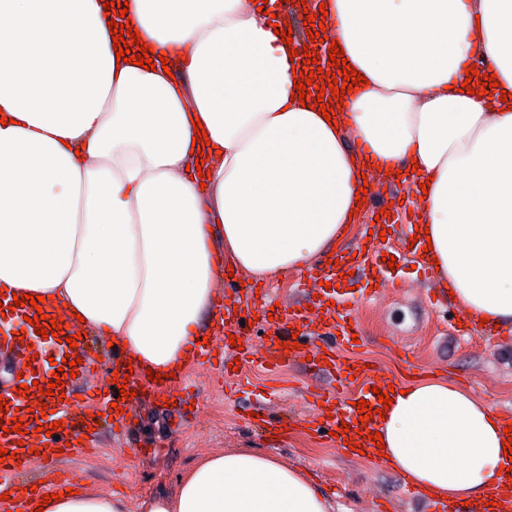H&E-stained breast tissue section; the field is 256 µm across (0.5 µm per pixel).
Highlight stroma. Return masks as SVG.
I'll return each instance as SVG.
<instances>
[{
	"instance_id": "stroma-1",
	"label": "stroma",
	"mask_w": 512,
	"mask_h": 512,
	"mask_svg": "<svg viewBox=\"0 0 512 512\" xmlns=\"http://www.w3.org/2000/svg\"><path fill=\"white\" fill-rule=\"evenodd\" d=\"M346 283L363 300L358 316L372 338L368 347L358 349V356L393 374L401 370V356H408L430 373L448 374L497 414L512 412V326L501 328L491 340L438 335L430 300L442 285L435 275L404 261L385 276L369 269L348 276ZM188 370L195 383L191 402L164 406L152 398L141 401L138 422L126 441L105 436L103 452L65 461V469L77 473L80 484L124 495L135 505L170 491L204 455L249 449L272 454L311 475L328 498L349 512H428L425 499L404 494L398 473L343 454L331 438L302 427L275 442L244 419V411L257 401L255 394L236 392L232 379L219 377L211 367L192 364ZM322 382V377L302 371L290 373L285 392L270 406L273 415L307 418L312 402L301 387ZM115 454L123 457V464L112 462Z\"/></svg>"
}]
</instances>
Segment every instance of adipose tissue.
Wrapping results in <instances>:
<instances>
[{
  "label": "adipose tissue",
  "instance_id": "ef3b65f1",
  "mask_svg": "<svg viewBox=\"0 0 512 512\" xmlns=\"http://www.w3.org/2000/svg\"><path fill=\"white\" fill-rule=\"evenodd\" d=\"M367 78L333 121L294 99L288 48L253 0H128L131 27L185 73L116 58L104 0H0V288L54 296L153 372L183 370L224 265L255 279L329 254L362 167L418 197L438 280L473 320L512 324V0H323ZM496 75L461 91L466 67ZM207 178L190 169L195 123ZM202 170V171H203ZM376 431L423 494L486 501L507 479L490 405L444 374L404 383ZM141 512H333L275 456L200 458ZM43 512H130L94 489Z\"/></svg>",
  "mask_w": 512,
  "mask_h": 512
}]
</instances>
